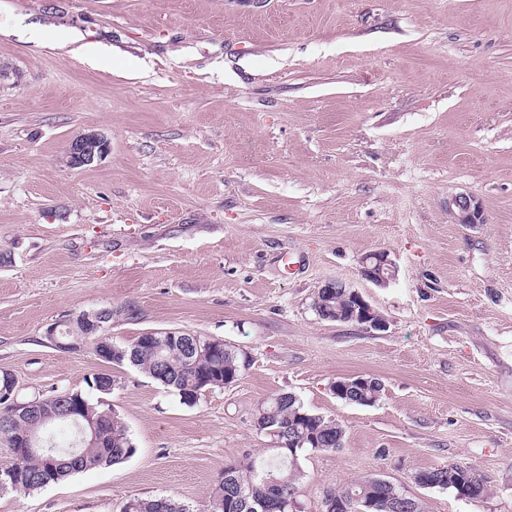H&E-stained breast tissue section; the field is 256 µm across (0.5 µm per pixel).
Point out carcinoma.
I'll return each instance as SVG.
<instances>
[{"label":"carcinoma","mask_w":512,"mask_h":512,"mask_svg":"<svg viewBox=\"0 0 512 512\" xmlns=\"http://www.w3.org/2000/svg\"><path fill=\"white\" fill-rule=\"evenodd\" d=\"M313 307L324 320L335 322L349 318L350 299L343 291L326 297L317 293ZM60 339L78 338L90 341L95 352L110 350L115 343L101 337V331L86 333L83 314L65 320ZM204 336L182 334L161 345H118L125 350L122 363H129L177 393L182 403L193 405L203 391L222 388L237 380L241 362L239 353L227 344L211 350L201 347ZM381 384L370 380L352 396L361 403H373L381 395ZM40 415L28 422L39 438L31 450L10 453L0 464L6 474V485L0 493H31L57 484L74 473L99 466L119 464L133 456L136 448L119 415L102 410L100 402H92L80 391H63L34 400ZM87 406L101 415L97 435L81 440L79 427L68 416L69 406ZM258 430H281L275 435L278 443L273 458L249 457L226 463L212 489L206 512H276L278 503L292 500L296 484L303 478L299 454L304 451H328L343 447L345 429L334 419L312 414L304 409L295 395L283 392L257 410ZM436 487L450 489L458 495L474 499L487 492V486L474 468L452 463L422 471ZM399 490H388L368 477L342 490H329L324 499L342 505L339 512H354L358 500L371 504L369 512H398L395 499ZM121 512H189L185 505L167 496L133 498L124 503Z\"/></svg>","instance_id":"carcinoma-1"}]
</instances>
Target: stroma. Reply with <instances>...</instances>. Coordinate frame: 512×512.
Wrapping results in <instances>:
<instances>
[{"mask_svg": "<svg viewBox=\"0 0 512 512\" xmlns=\"http://www.w3.org/2000/svg\"><path fill=\"white\" fill-rule=\"evenodd\" d=\"M73 31L110 56L85 64ZM87 129L110 150L69 167ZM459 194L482 223L453 222ZM376 250L396 266L383 287L361 275ZM0 254L19 400L85 392L136 447L0 512L159 495L205 512L225 462L273 454L255 413L282 392L345 429L340 450L300 454L302 512L369 476L425 512H512V0H0ZM336 280L386 330L320 318ZM103 308L113 342L190 333L245 365L189 406L44 336ZM354 374L381 381L374 405L331 393ZM451 463L488 494L415 483Z\"/></svg>", "mask_w": 512, "mask_h": 512, "instance_id": "obj_1", "label": "stroma"}]
</instances>
